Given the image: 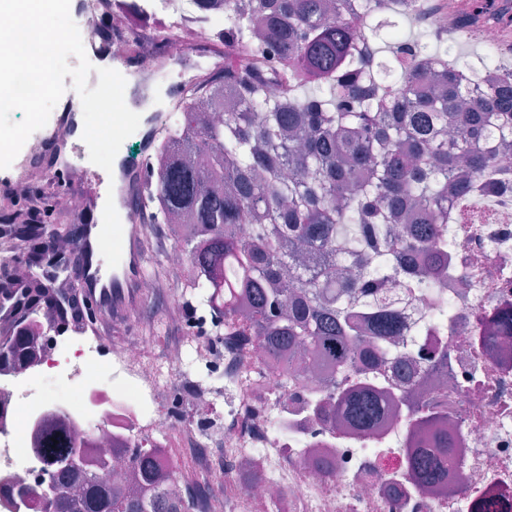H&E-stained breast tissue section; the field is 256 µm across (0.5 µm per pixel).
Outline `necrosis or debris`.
<instances>
[{
    "label": "necrosis or debris",
    "mask_w": 512,
    "mask_h": 512,
    "mask_svg": "<svg viewBox=\"0 0 512 512\" xmlns=\"http://www.w3.org/2000/svg\"><path fill=\"white\" fill-rule=\"evenodd\" d=\"M136 57L141 74L160 66L183 69L187 84L214 72L220 60L202 64L184 43L154 44L141 36ZM453 270L430 293L408 296L409 278L399 273L386 288L406 298L405 330L380 369L394 383L391 361L410 354L449 352L439 379L448 395L461 446L447 492L424 491L404 463L405 419L360 438L315 420V395L324 384L286 383L271 369L256 339L227 328L220 344L186 330L161 362H151L144 340L91 332L61 336L45 358L21 374L0 380V476L28 479L44 463L30 449L32 419L52 406L90 428L103 406L148 445L170 432L160 409L174 391L185 394L181 431L198 437L197 474L224 473V491L195 489L184 477L182 495L194 496V512H478L482 501L512 512V341L505 356L491 359L481 345L479 317L512 304V220L500 224H452Z\"/></svg>",
    "instance_id": "1"
}]
</instances>
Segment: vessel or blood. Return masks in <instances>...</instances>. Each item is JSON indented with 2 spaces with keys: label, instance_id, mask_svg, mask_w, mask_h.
Segmentation results:
<instances>
[{
  "label": "vessel or blood",
  "instance_id": "obj_1",
  "mask_svg": "<svg viewBox=\"0 0 512 512\" xmlns=\"http://www.w3.org/2000/svg\"><path fill=\"white\" fill-rule=\"evenodd\" d=\"M93 55L105 54L110 67L125 72L123 53L111 43L88 38ZM79 112H66L50 140L58 150V161L52 172L64 190L78 189L89 201L85 205L81 233L73 244V275L79 282V293L94 309V321L101 325L128 316L139 297L136 288L143 278L146 262L144 242L148 232L146 218L148 197L152 193L156 174L151 165L155 145L168 126V115L152 113L140 131L141 154L137 163L116 155L112 170L95 167L89 160V150L79 132ZM112 196L123 230L122 257L116 268H109L100 252L98 236L102 227L104 196Z\"/></svg>",
  "mask_w": 512,
  "mask_h": 512
}]
</instances>
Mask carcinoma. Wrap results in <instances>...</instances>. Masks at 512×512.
<instances>
[{
	"mask_svg": "<svg viewBox=\"0 0 512 512\" xmlns=\"http://www.w3.org/2000/svg\"><path fill=\"white\" fill-rule=\"evenodd\" d=\"M414 15L408 0L389 13L367 0H237L224 8V79L204 80L170 110L158 141L157 186L149 208L155 223L175 225L197 308L217 323L241 321L266 345L290 380L324 382L350 370L357 380L324 395L317 416L340 431L365 436L392 412H409L405 463L422 490L448 476L454 447L448 414L426 400L429 374L421 358L394 363L399 384L373 378L377 359L402 336L386 282L406 266L409 293L430 290L448 274V242L439 224H491L478 201L500 195L512 179L502 165L512 148V87H488L445 49L434 28L427 41L404 37L399 19ZM431 55L446 70L420 67ZM221 109L224 121L208 120ZM26 207L40 218L16 224L28 261L50 280L64 264L44 262L50 227L62 224L55 193L32 182ZM19 201L3 198L0 221L11 223ZM50 312L75 326L84 307L75 294L37 283L22 296L16 318L27 330L4 334L10 345L0 375L27 366L48 349L37 320ZM512 336V307L487 321L491 351ZM75 426L59 410L29 428L56 512H190L174 496L171 459L141 448L123 430L112 433V456L129 458V481H103L110 459L93 440L76 445ZM16 512H39V499L0 480V500Z\"/></svg>",
	"mask_w": 512,
	"mask_h": 512,
	"instance_id": "obj_1",
	"label": "carcinoma"
}]
</instances>
